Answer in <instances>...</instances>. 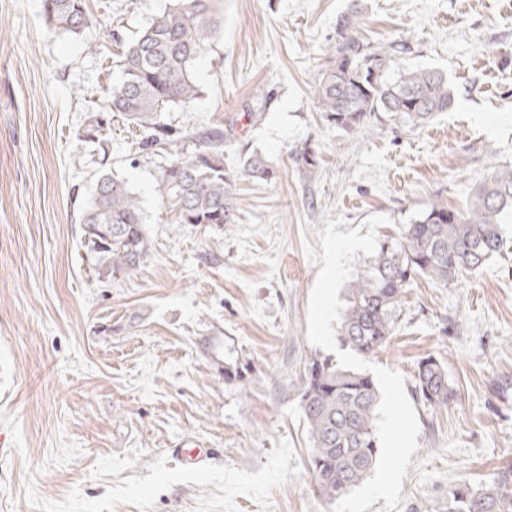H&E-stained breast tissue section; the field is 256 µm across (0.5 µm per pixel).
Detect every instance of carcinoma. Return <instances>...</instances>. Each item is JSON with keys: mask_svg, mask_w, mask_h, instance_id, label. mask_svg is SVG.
I'll use <instances>...</instances> for the list:
<instances>
[{"mask_svg": "<svg viewBox=\"0 0 512 512\" xmlns=\"http://www.w3.org/2000/svg\"><path fill=\"white\" fill-rule=\"evenodd\" d=\"M51 26L71 34L90 24L85 0H44ZM224 0H169L134 38L121 42L118 77L107 89L105 109L130 125L149 131L141 146L180 142L163 123V112L190 103L200 89L193 64L220 37ZM337 39L328 63L319 73L313 95L327 120L352 131L372 115L384 112L411 127L430 122L455 103L448 76L435 70L392 67L391 53L364 41L358 16L345 15L336 26ZM108 118L99 114L84 138L102 140ZM308 173L318 166L307 147L296 156ZM242 173L270 181L272 163L251 153ZM233 175L224 167V132L194 136L193 147L179 150L160 172L156 186L162 206L179 224L231 225L236 222ZM512 220V167L495 168L459 211L437 200L404 225L397 238L378 243L375 254L345 289L337 329L341 346L370 355L394 335L405 288L416 276L446 286L465 272L481 268L508 252L503 224ZM79 223L97 258L98 274L135 273L149 251L140 201L128 183L102 174L92 200L81 208ZM415 393L431 410L448 406L452 390L443 365L422 359L414 376ZM379 392L365 373L343 369L329 359L307 368L300 408L311 441L309 460L317 488L327 500L341 498L367 480L379 446L375 432ZM443 512H512V468L489 484L463 483L448 491Z\"/></svg>", "mask_w": 512, "mask_h": 512, "instance_id": "carcinoma-1", "label": "carcinoma"}]
</instances>
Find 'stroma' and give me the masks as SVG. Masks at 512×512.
<instances>
[{
	"label": "stroma",
	"mask_w": 512,
	"mask_h": 512,
	"mask_svg": "<svg viewBox=\"0 0 512 512\" xmlns=\"http://www.w3.org/2000/svg\"><path fill=\"white\" fill-rule=\"evenodd\" d=\"M166 0H86L93 25L46 24L43 0H0V512H332L309 462L299 407L319 271L304 252L326 217H389L399 233L435 199L464 209L512 166V0H224V27L195 61L201 92L163 121L180 136L224 133V164L257 152L268 182L238 178L236 222L179 224L155 186L166 152L113 117L107 145L84 139L112 84L115 36ZM357 12L397 65L447 74L457 103L410 127L330 125L313 85ZM318 169L296 162L304 148ZM138 194L150 250L140 269L99 278L78 222L97 178ZM224 339V375L203 347ZM436 358L453 400L412 404L417 450L396 512H436L451 487L512 467V254L440 286L415 278L370 363L414 390ZM205 448L184 464L179 447Z\"/></svg>",
	"instance_id": "1"
}]
</instances>
